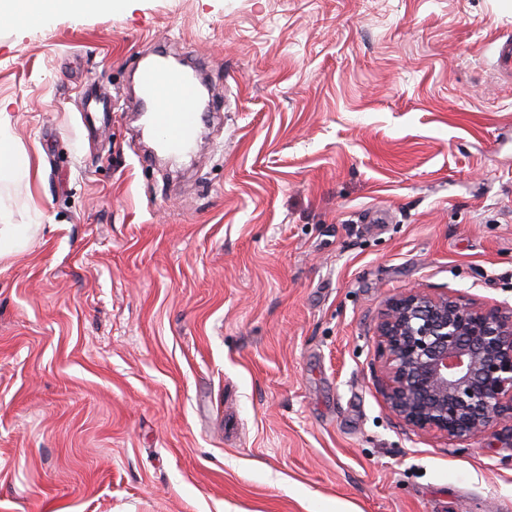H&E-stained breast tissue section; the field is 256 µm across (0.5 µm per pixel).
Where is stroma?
<instances>
[{"instance_id": "stroma-1", "label": "stroma", "mask_w": 512, "mask_h": 512, "mask_svg": "<svg viewBox=\"0 0 512 512\" xmlns=\"http://www.w3.org/2000/svg\"><path fill=\"white\" fill-rule=\"evenodd\" d=\"M512 0H126L0 29V512H512V436L383 395L413 288L512 310ZM168 52L222 108L189 159L135 114ZM31 161L29 157L17 154L6 134L0 130V178L4 175L17 176L22 175L26 178L30 176ZM29 228L27 224H1L0 256L18 250Z\"/></svg>"}]
</instances>
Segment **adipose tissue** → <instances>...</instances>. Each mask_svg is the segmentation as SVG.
Instances as JSON below:
<instances>
[{"label":"adipose tissue","mask_w":512,"mask_h":512,"mask_svg":"<svg viewBox=\"0 0 512 512\" xmlns=\"http://www.w3.org/2000/svg\"><path fill=\"white\" fill-rule=\"evenodd\" d=\"M120 0H0V26L26 19L29 25H41L57 15H110Z\"/></svg>","instance_id":"1"}]
</instances>
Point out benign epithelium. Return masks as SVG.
Returning a JSON list of instances; mask_svg holds the SVG:
<instances>
[{
	"mask_svg": "<svg viewBox=\"0 0 512 512\" xmlns=\"http://www.w3.org/2000/svg\"><path fill=\"white\" fill-rule=\"evenodd\" d=\"M376 335L408 426L452 442L512 433V314L412 289L386 300Z\"/></svg>",
	"mask_w": 512,
	"mask_h": 512,
	"instance_id": "1",
	"label": "benign epithelium"
}]
</instances>
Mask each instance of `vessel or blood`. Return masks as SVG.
Instances as JSON below:
<instances>
[{"label": "vessel or blood", "instance_id": "1", "mask_svg": "<svg viewBox=\"0 0 512 512\" xmlns=\"http://www.w3.org/2000/svg\"><path fill=\"white\" fill-rule=\"evenodd\" d=\"M139 84L158 145L173 153L190 149L207 116L197 107V82L184 71L157 62L141 67Z\"/></svg>", "mask_w": 512, "mask_h": 512}]
</instances>
